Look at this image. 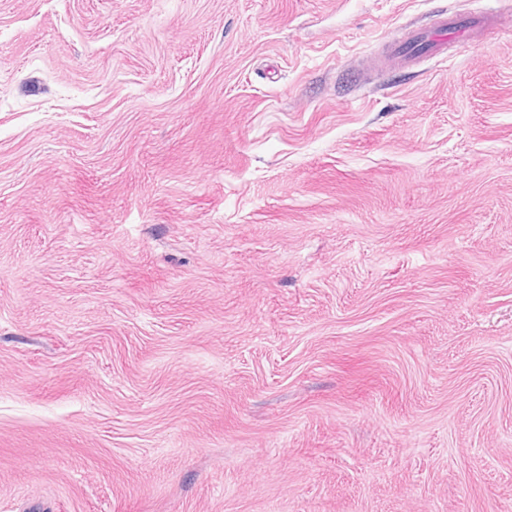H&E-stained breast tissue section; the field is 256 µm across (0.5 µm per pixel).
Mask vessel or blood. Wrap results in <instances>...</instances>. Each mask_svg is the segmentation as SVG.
<instances>
[{"instance_id": "vessel-or-blood-1", "label": "vessel or blood", "mask_w": 512, "mask_h": 512, "mask_svg": "<svg viewBox=\"0 0 512 512\" xmlns=\"http://www.w3.org/2000/svg\"><path fill=\"white\" fill-rule=\"evenodd\" d=\"M479 23L458 15L442 16L430 27L415 30L394 44L396 58L403 62L413 61L420 52H440L448 45L470 41Z\"/></svg>"}]
</instances>
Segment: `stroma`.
Wrapping results in <instances>:
<instances>
[{
    "instance_id": "obj_1",
    "label": "stroma",
    "mask_w": 512,
    "mask_h": 512,
    "mask_svg": "<svg viewBox=\"0 0 512 512\" xmlns=\"http://www.w3.org/2000/svg\"><path fill=\"white\" fill-rule=\"evenodd\" d=\"M0 512H512V0H0ZM491 21L489 17L475 21L458 15L440 16L432 26L413 30L408 36L396 41L393 52L398 60L411 62L422 51L437 53L448 48V44L474 40L476 29Z\"/></svg>"
}]
</instances>
